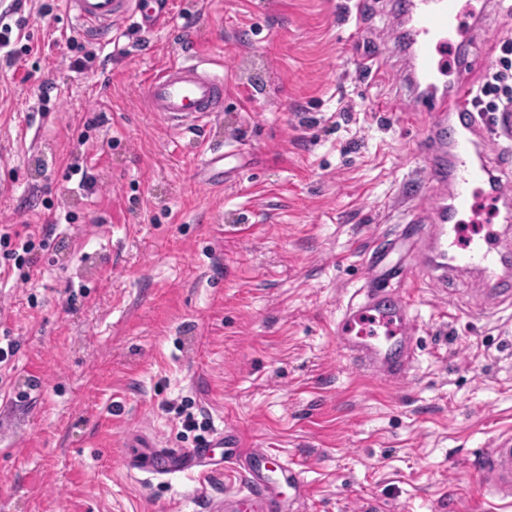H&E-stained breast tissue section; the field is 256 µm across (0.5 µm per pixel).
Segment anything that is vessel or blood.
Returning <instances> with one entry per match:
<instances>
[{"label": "vessel or blood", "mask_w": 512, "mask_h": 512, "mask_svg": "<svg viewBox=\"0 0 512 512\" xmlns=\"http://www.w3.org/2000/svg\"><path fill=\"white\" fill-rule=\"evenodd\" d=\"M169 5L170 0H68L77 26L105 47L114 43L116 26L130 22L147 32L156 30L165 23ZM406 6L407 38L420 78L426 86L437 87L448 75V36L457 28L458 0H406ZM143 95L149 111L163 115L174 128H181L187 117L200 127L222 111L224 80L209 69L207 61L174 62L150 74L143 83ZM471 96V86L459 83L451 93L427 99V132L447 141L451 151L456 181L452 209L464 212L472 210L475 194L494 203L512 196V183L485 166L467 162L479 125L470 110ZM448 212L436 204L431 207L442 234L434 250L433 276L446 275L452 265L493 266L496 258L490 235L470 237L460 250L449 251L446 235L459 227L450 223ZM389 256V251L377 250L367 258L365 271L375 288L363 300L342 307L334 332L338 348L347 356L397 382L410 370L415 323L409 297L390 287L392 280L408 278L411 270L390 262ZM221 446L226 449L222 459L214 453ZM228 460L239 464L246 486L240 497L218 503L219 512H286L281 486L300 493L306 488L291 463L274 461L261 448L241 449L228 435L192 448L126 451L130 470L152 476L186 471L206 475L223 468ZM476 466L492 490L512 496V436L497 439L479 456Z\"/></svg>", "instance_id": "1"}]
</instances>
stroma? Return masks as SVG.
<instances>
[{
  "instance_id": "1",
  "label": "stroma",
  "mask_w": 512,
  "mask_h": 512,
  "mask_svg": "<svg viewBox=\"0 0 512 512\" xmlns=\"http://www.w3.org/2000/svg\"><path fill=\"white\" fill-rule=\"evenodd\" d=\"M173 2L170 27L122 25L107 55L64 0H25L33 51L0 65V225L59 220L30 281L0 288V335L19 343L0 366V512H210L244 488L238 466L148 479L125 462L134 442L193 446L185 401L208 433L296 463L297 512H512L474 468L512 435V304L487 300L483 272L440 285L391 254L414 269L403 382L336 345L369 288L364 252L432 189L396 0ZM506 36L512 0H468L451 42L471 85ZM188 42L224 75L195 133L140 93ZM218 146L224 184L208 186ZM81 152L89 191L67 174Z\"/></svg>"
}]
</instances>
